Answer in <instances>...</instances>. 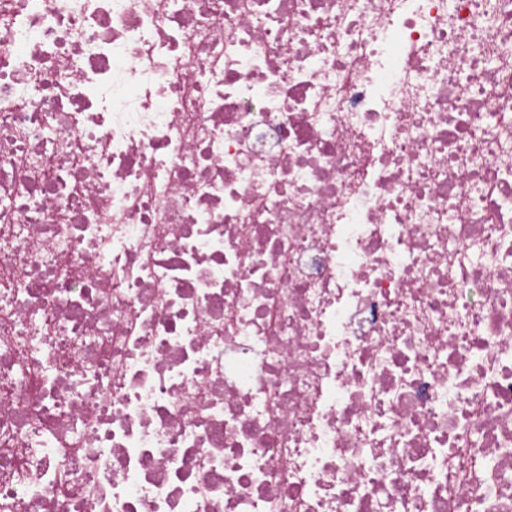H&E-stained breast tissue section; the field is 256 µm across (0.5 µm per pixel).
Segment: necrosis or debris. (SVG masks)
<instances>
[{"label": "necrosis or debris", "instance_id": "4bbe7bcc", "mask_svg": "<svg viewBox=\"0 0 512 512\" xmlns=\"http://www.w3.org/2000/svg\"><path fill=\"white\" fill-rule=\"evenodd\" d=\"M0 512H512V0H0Z\"/></svg>", "mask_w": 512, "mask_h": 512}]
</instances>
